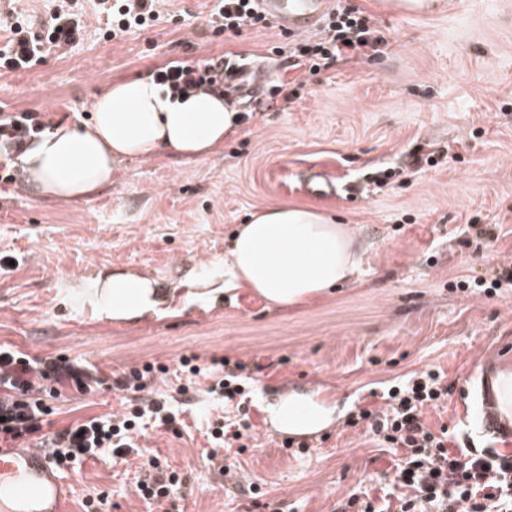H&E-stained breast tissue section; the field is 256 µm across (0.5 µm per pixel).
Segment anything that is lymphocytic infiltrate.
<instances>
[{"instance_id":"obj_1","label":"lymphocytic infiltrate","mask_w":512,"mask_h":512,"mask_svg":"<svg viewBox=\"0 0 512 512\" xmlns=\"http://www.w3.org/2000/svg\"><path fill=\"white\" fill-rule=\"evenodd\" d=\"M96 15L105 19V39L114 40L162 22L159 0H96ZM214 34H239L246 29L269 28L256 0H216L208 14ZM86 27L75 0H53L49 18L35 34L21 21L0 19V74L25 71L39 64L44 54L66 52L80 41ZM384 39L362 11L339 6L322 27L319 36L294 38L288 57L294 68L316 75L336 60L349 58L365 48H377ZM224 56L204 62L176 60L157 69L154 79L176 94L215 85ZM45 110H0V182L14 183L19 175L13 165L31 142L53 130ZM181 370L208 379L207 393L232 408L248 383V366L228 357H213L198 364L191 358L179 361ZM167 366L145 363L143 367L106 379L78 361L61 356H30L0 348V444L8 448L38 445L49 449L60 463L68 465L95 456L107 448L113 458L125 459L140 447L133 438L139 421L149 417L174 428L177 414L169 396L144 400L141 407L119 417H91L48 431L52 413L46 396L62 389L91 394L104 384L132 394L149 390L156 374ZM451 389L443 371L426 369L411 374L384 393L386 410L360 409L348 420L349 427L364 428L380 447L396 451L389 482L393 499L375 505L360 493L348 494L340 512H512V459L491 453H476L460 445L447 425L432 428L423 417L426 407H439Z\"/></svg>"}]
</instances>
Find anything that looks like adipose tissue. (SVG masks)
Instances as JSON below:
<instances>
[{
    "mask_svg": "<svg viewBox=\"0 0 512 512\" xmlns=\"http://www.w3.org/2000/svg\"><path fill=\"white\" fill-rule=\"evenodd\" d=\"M240 127L239 112L223 95L178 96L151 76L136 75L97 96L90 123L61 124L17 165L41 198L70 202L111 185L113 171L128 159L161 151L203 159ZM359 263L353 233L331 216L308 207H267L237 229L223 261L197 270L180 300L187 307L212 306L246 287L283 310L327 294L354 277ZM171 295L156 279L117 269L69 283L62 297L97 319L121 323L162 315ZM269 414L282 428L303 418L309 432L327 420L321 403L294 394L281 395Z\"/></svg>",
    "mask_w": 512,
    "mask_h": 512,
    "instance_id": "adipose-tissue-1",
    "label": "adipose tissue"
}]
</instances>
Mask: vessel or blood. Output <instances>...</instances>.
<instances>
[{
    "mask_svg": "<svg viewBox=\"0 0 512 512\" xmlns=\"http://www.w3.org/2000/svg\"><path fill=\"white\" fill-rule=\"evenodd\" d=\"M262 13L277 31L304 35L322 26L334 0H258ZM226 91L249 102H264L272 79L270 68L259 64L226 67ZM314 199L331 197L336 187L319 172L300 186ZM461 407L474 417L487 449L512 456V345L485 352L467 373L461 388ZM0 512H73V484L40 448L0 447Z\"/></svg>",
    "mask_w": 512,
    "mask_h": 512,
    "instance_id": "vessel-or-blood-1",
    "label": "vessel or blood"
}]
</instances>
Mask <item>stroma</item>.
I'll list each match as a JSON object with an SVG mask.
<instances>
[{"instance_id":"1","label":"stroma","mask_w":512,"mask_h":512,"mask_svg":"<svg viewBox=\"0 0 512 512\" xmlns=\"http://www.w3.org/2000/svg\"><path fill=\"white\" fill-rule=\"evenodd\" d=\"M214 0H165L174 19L105 40L92 0H77L89 18L79 43L50 53L28 71L0 76V108L48 109L69 122L92 117L91 103L109 84L151 73L173 60L227 52L263 61L286 81H303L287 108L247 110L240 132L201 160L159 152L122 163L112 183L79 201L48 202L28 188H0V345L32 355L86 361L103 374L147 361L170 371L156 390L178 395L181 357L225 356L252 364L245 408L255 438L236 457L241 488L207 460L205 432L223 405L189 391L178 395L182 426L145 420L142 452L113 462L103 452L65 474L77 508L105 498L102 512H256L249 484L288 512H338L347 493L384 492L379 475L393 456L346 425L353 406L382 408L388 387L406 375L443 370L461 386L475 360L512 330V292L470 289L512 262V0H447L431 15L382 10L381 0H342L370 18L384 37L371 57L339 61L310 75L290 69L275 28L214 35ZM434 165L416 168L417 151ZM332 167L340 195L304 197L309 166ZM268 206L328 213L358 235L356 277L326 297L280 312L240 288L212 308L116 324L62 303L63 282L105 267L132 268L182 287L202 262L223 260L239 225ZM495 229L487 248L477 231ZM312 396L336 412L305 434V448H285L268 407L278 394ZM57 426L121 414L122 393L51 399ZM159 456L185 477L171 499L136 492L144 460Z\"/></svg>"}]
</instances>
